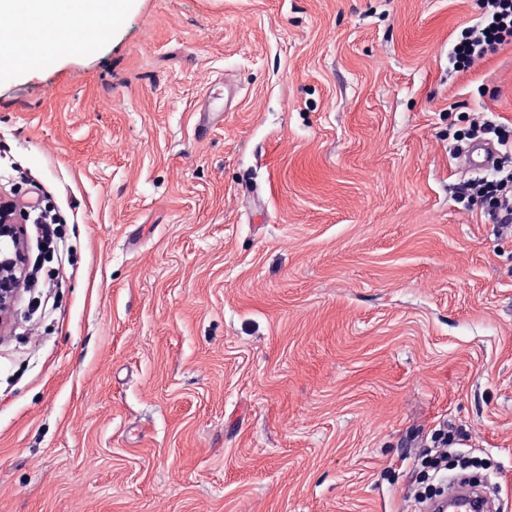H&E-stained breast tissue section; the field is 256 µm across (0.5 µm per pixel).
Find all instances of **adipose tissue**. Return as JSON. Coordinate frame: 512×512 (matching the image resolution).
I'll use <instances>...</instances> for the list:
<instances>
[{"label":"adipose tissue","mask_w":512,"mask_h":512,"mask_svg":"<svg viewBox=\"0 0 512 512\" xmlns=\"http://www.w3.org/2000/svg\"><path fill=\"white\" fill-rule=\"evenodd\" d=\"M112 7V0H0V13L18 20L16 28L0 30V50L23 55L29 63L37 62L39 54L28 50L26 42L18 39V30L39 27L50 41L63 30L94 25L101 15L111 13Z\"/></svg>","instance_id":"obj_1"}]
</instances>
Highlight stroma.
Returning <instances> with one entry per match:
<instances>
[{
    "instance_id": "stroma-1",
    "label": "stroma",
    "mask_w": 512,
    "mask_h": 512,
    "mask_svg": "<svg viewBox=\"0 0 512 512\" xmlns=\"http://www.w3.org/2000/svg\"><path fill=\"white\" fill-rule=\"evenodd\" d=\"M119 13L0 69V195L63 272L0 312V512H413L444 428L512 512V226L456 151L512 142V42L448 69L479 0ZM53 211L47 206L43 209L37 208L33 210L35 214L32 218V224H36L37 232L42 239L43 248L48 254L55 252V248L61 239L60 224L57 222Z\"/></svg>"
}]
</instances>
